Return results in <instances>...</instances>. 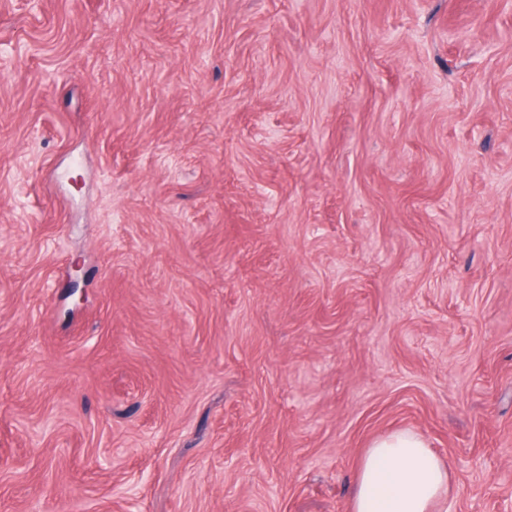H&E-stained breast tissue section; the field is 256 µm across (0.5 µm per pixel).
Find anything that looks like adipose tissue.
I'll list each match as a JSON object with an SVG mask.
<instances>
[{
	"instance_id": "adipose-tissue-1",
	"label": "adipose tissue",
	"mask_w": 512,
	"mask_h": 512,
	"mask_svg": "<svg viewBox=\"0 0 512 512\" xmlns=\"http://www.w3.org/2000/svg\"><path fill=\"white\" fill-rule=\"evenodd\" d=\"M448 465L424 438L399 430L374 439L359 465L352 512H448Z\"/></svg>"
}]
</instances>
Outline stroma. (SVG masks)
I'll use <instances>...</instances> for the list:
<instances>
[{"instance_id": "obj_1", "label": "stroma", "mask_w": 512, "mask_h": 512, "mask_svg": "<svg viewBox=\"0 0 512 512\" xmlns=\"http://www.w3.org/2000/svg\"><path fill=\"white\" fill-rule=\"evenodd\" d=\"M400 429L512 512V0H0V512H352Z\"/></svg>"}]
</instances>
